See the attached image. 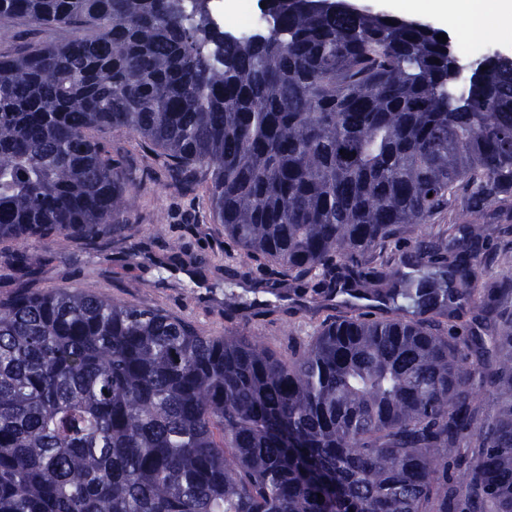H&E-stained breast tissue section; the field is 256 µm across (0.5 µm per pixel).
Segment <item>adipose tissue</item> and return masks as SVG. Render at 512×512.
Instances as JSON below:
<instances>
[{"label":"adipose tissue","mask_w":512,"mask_h":512,"mask_svg":"<svg viewBox=\"0 0 512 512\" xmlns=\"http://www.w3.org/2000/svg\"><path fill=\"white\" fill-rule=\"evenodd\" d=\"M413 8L427 7L442 16L465 22L476 31L512 33V0H410Z\"/></svg>","instance_id":"adipose-tissue-1"}]
</instances>
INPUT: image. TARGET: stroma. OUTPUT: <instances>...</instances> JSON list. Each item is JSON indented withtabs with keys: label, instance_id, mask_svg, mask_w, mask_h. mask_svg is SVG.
I'll return each instance as SVG.
<instances>
[{
	"label": "stroma",
	"instance_id": "1",
	"mask_svg": "<svg viewBox=\"0 0 512 512\" xmlns=\"http://www.w3.org/2000/svg\"><path fill=\"white\" fill-rule=\"evenodd\" d=\"M105 140L113 157L153 176L135 193L129 221V241L105 238L93 244L80 241L7 240L0 256L34 252L41 258L37 288L69 286L129 304H146L178 315L207 336L224 333V306L236 309L235 325L244 334L258 336L280 357L288 355V340L309 338L331 314L330 302L304 311L297 296H268L272 315L256 318L250 308L255 295L246 277L224 273V233L212 224L203 189L186 192L170 184L162 158L126 133H108ZM140 243L128 256V242ZM186 246L184 262L172 260L174 243Z\"/></svg>",
	"mask_w": 512,
	"mask_h": 512
}]
</instances>
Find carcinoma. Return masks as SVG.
<instances>
[{
    "label": "carcinoma",
    "instance_id": "1",
    "mask_svg": "<svg viewBox=\"0 0 512 512\" xmlns=\"http://www.w3.org/2000/svg\"><path fill=\"white\" fill-rule=\"evenodd\" d=\"M0 0L66 41L0 52V240L126 239L138 137L208 180L253 289L374 298L288 359L147 305L0 280V512H512V273L466 242L512 208V59L344 0ZM391 19L394 24L385 22ZM440 63H434V60ZM465 191L461 237L421 227ZM417 232L403 267L366 255ZM210 14L217 29L238 37L249 36L266 25L260 0H210Z\"/></svg>",
    "mask_w": 512,
    "mask_h": 512
}]
</instances>
